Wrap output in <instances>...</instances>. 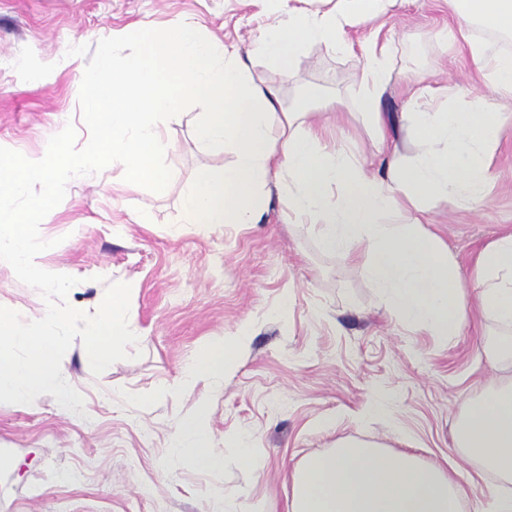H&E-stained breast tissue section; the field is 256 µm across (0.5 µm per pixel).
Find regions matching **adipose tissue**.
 Returning <instances> with one entry per match:
<instances>
[{
    "label": "adipose tissue",
    "mask_w": 512,
    "mask_h": 512,
    "mask_svg": "<svg viewBox=\"0 0 512 512\" xmlns=\"http://www.w3.org/2000/svg\"><path fill=\"white\" fill-rule=\"evenodd\" d=\"M275 24L247 49L199 35L185 20L172 22L163 37L138 28L121 37L138 50L114 63L101 47L98 63L76 95L79 118L90 139L72 153L71 123L57 131L39 155L0 152V191L38 197L18 211L0 203V269L29 272L64 291L65 282L44 269L30 244L29 227L51 223L53 203L75 182L90 180L104 158L122 166L127 183L164 192L167 181L154 155L163 147L165 120L182 104L202 102L195 129L199 145L224 146L233 160L204 169L182 201V221L212 227L254 224L263 194L285 193L288 218L318 227L324 246L347 256L366 255L370 285L405 322L440 336L455 335L470 310L504 328L489 345V359L512 364V234L493 242L476 259V278L465 285L448 250L419 219L389 224L393 211L423 203L469 204L481 200L492 180L489 156L498 143L504 115L478 93L460 107L449 106L443 90L428 85L412 91L413 108L402 121L419 137L420 149L406 160L384 139L379 104L392 77L393 43L373 39L363 49L361 105L371 120L382 174L370 173L350 152L327 148L325 129L297 123L285 112L277 91L256 80L255 59L289 68L312 43L351 52L353 28L389 16L403 0H335L331 9L308 7L309 0H280ZM455 25L440 39L464 48L478 74L500 97L512 102V52L475 38L480 26L512 37V0H443ZM241 337L217 338L202 347L179 380L163 386L177 396L185 386L224 375L239 357ZM206 407L184 418L171 445L172 459L193 458L216 468L221 458L208 445ZM459 447L478 457L504 480L512 479V385L472 400L463 414ZM463 489L445 473L430 470L408 455H388L373 445L340 443L329 454L308 458L295 479L292 512H461Z\"/></svg>",
    "instance_id": "obj_1"
}]
</instances>
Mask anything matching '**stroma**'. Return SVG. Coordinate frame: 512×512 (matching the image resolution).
I'll list each match as a JSON object with an SVG mask.
<instances>
[{
	"label": "stroma",
	"instance_id": "stroma-1",
	"mask_svg": "<svg viewBox=\"0 0 512 512\" xmlns=\"http://www.w3.org/2000/svg\"><path fill=\"white\" fill-rule=\"evenodd\" d=\"M276 18L269 0H0V149H47L59 121L76 112L75 93L110 31L141 25L160 35L187 19L201 36L244 48ZM449 20L442 0H405L382 29L395 55L380 110L406 157L419 149L401 127L414 84L463 96L476 87L498 100L478 84L466 51L437 38ZM253 71L279 90L284 111L321 108L327 142L379 171L358 56L316 44L290 70L258 61ZM203 110L191 102L165 122L156 155L165 192L126 183L107 159L97 182L56 202L52 223L32 225L39 262L79 277L68 295L73 307L95 312L108 284H130V329L141 355L96 376L74 341L67 380L84 398V415L49 395L25 406L0 403V453L20 461L17 470L0 471V512H224L228 501L236 512H290L295 472L343 441L372 443L450 474L469 512H489L504 481L467 459L456 430L470 399L512 382V369L482 353L496 324L473 311L445 338L406 323L371 288L366 261L324 249L312 225L289 223L283 195L266 198L255 224L182 223V199L199 171L232 161L223 147L196 142ZM491 169L494 181L478 204L432 205L426 213L428 230L468 283L478 252L512 233V111ZM0 303L27 320L46 310L39 292L7 269L0 270ZM241 332L247 348L224 377L173 399L158 396L208 341ZM380 396L390 421L364 419ZM202 401L211 412V446L224 459L217 470L169 461L179 422ZM242 437L260 470L239 465Z\"/></svg>",
	"mask_w": 512,
	"mask_h": 512
}]
</instances>
